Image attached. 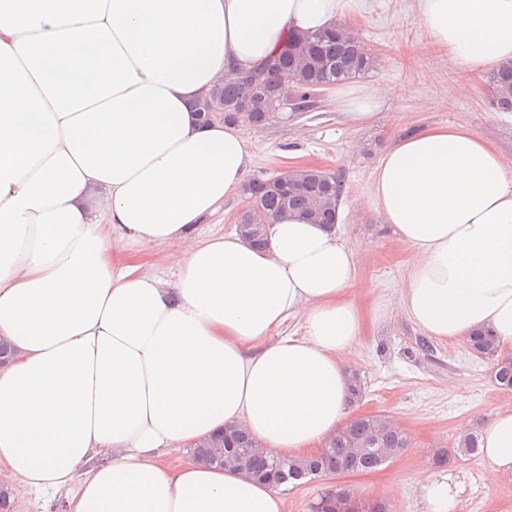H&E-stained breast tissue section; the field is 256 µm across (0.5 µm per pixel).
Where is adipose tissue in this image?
Listing matches in <instances>:
<instances>
[{"mask_svg": "<svg viewBox=\"0 0 512 512\" xmlns=\"http://www.w3.org/2000/svg\"><path fill=\"white\" fill-rule=\"evenodd\" d=\"M362 0H0V472L67 490L68 512H285L241 470L168 460L232 426L270 455L305 456L351 404L346 353L364 314L357 258L335 228L286 212L267 245L200 240L246 182L237 125L193 102L296 33L338 27ZM448 58L512 63V0H418ZM370 86L330 102L361 125ZM371 201L413 259L400 304L426 335L512 349V176L463 125L425 128L378 159ZM182 248L173 277L120 248ZM302 336L274 338L290 316ZM487 481L512 474V409L481 437ZM464 482L426 474V512Z\"/></svg>", "mask_w": 512, "mask_h": 512, "instance_id": "adipose-tissue-1", "label": "adipose tissue"}]
</instances>
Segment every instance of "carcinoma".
Returning <instances> with one entry per match:
<instances>
[{"instance_id":"1","label":"carcinoma","mask_w":512,"mask_h":512,"mask_svg":"<svg viewBox=\"0 0 512 512\" xmlns=\"http://www.w3.org/2000/svg\"><path fill=\"white\" fill-rule=\"evenodd\" d=\"M273 59L278 66L238 77H227L217 86L216 93L194 104L201 120L206 113L224 109V121H238V105L248 106L255 113L254 124L264 126L274 115L269 106L267 88L280 87L279 94L291 102L294 111L307 112L313 107L315 86L336 83L364 74L374 67V57L356 38L337 32L302 35L288 41ZM493 109L512 112V64L493 71L488 76ZM343 191L342 179L330 172L311 173L301 189L283 193L273 187L259 198L253 212L257 224H267L273 217L288 211L300 210L311 215L316 224L335 220L336 207ZM470 349L482 358L494 361V379L505 390L512 389V358L499 356L494 338L477 332L470 339ZM480 437L473 433L461 436L457 451L475 458L481 454ZM408 446L402 429L383 415L357 416L346 423L319 456L297 462L254 450L242 464L243 471H275L280 480L274 483L294 484L300 479L314 478L328 468H347L373 471L399 455ZM350 507L352 512H387L382 502L356 503L353 493L338 487L321 495L315 503L318 512H336V506Z\"/></svg>"}]
</instances>
